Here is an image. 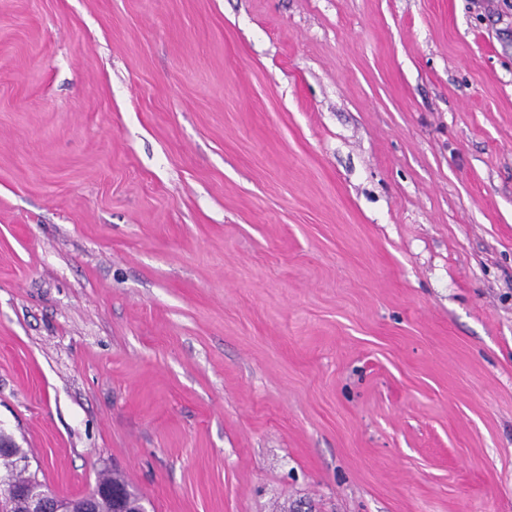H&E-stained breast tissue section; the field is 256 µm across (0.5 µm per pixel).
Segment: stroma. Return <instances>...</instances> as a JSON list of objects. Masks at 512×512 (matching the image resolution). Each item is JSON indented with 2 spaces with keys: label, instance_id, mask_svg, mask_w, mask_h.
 <instances>
[{
  "label": "stroma",
  "instance_id": "1",
  "mask_svg": "<svg viewBox=\"0 0 512 512\" xmlns=\"http://www.w3.org/2000/svg\"><path fill=\"white\" fill-rule=\"evenodd\" d=\"M0 431L151 512H512V0H0Z\"/></svg>",
  "mask_w": 512,
  "mask_h": 512
}]
</instances>
